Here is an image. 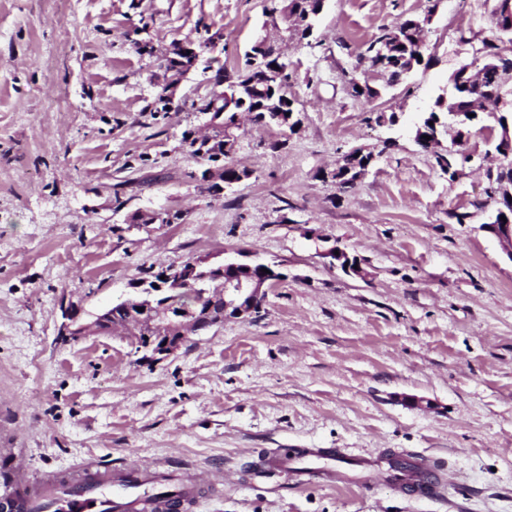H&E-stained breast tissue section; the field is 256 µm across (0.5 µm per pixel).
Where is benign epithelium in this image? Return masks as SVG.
<instances>
[{
  "mask_svg": "<svg viewBox=\"0 0 512 512\" xmlns=\"http://www.w3.org/2000/svg\"><path fill=\"white\" fill-rule=\"evenodd\" d=\"M323 2H308V9L302 16L284 15V20L301 27L310 25L312 17L320 13ZM280 64L261 71V77L270 84L281 82L288 65L283 62L281 52H276ZM180 56L191 59L184 65L182 73L192 70L199 61L188 43L177 41L172 43L164 53L167 59ZM502 134L495 151L500 158L512 157V117L501 113ZM236 136L224 134L223 152L218 154L217 162L205 171L204 181L213 186V191L221 190L224 182V159L233 153ZM147 224H173L175 213L165 209L143 212ZM482 228L497 239L503 252L512 260V222L502 224H484ZM327 255L339 263L347 274L364 276V269L358 259H352L345 250L335 246L327 251ZM283 274L277 266L261 262L244 263L238 259H226L211 264L205 258L193 260L178 267H171L162 276V281H147L135 286V295L125 300L126 307L132 318L123 324L112 322L108 310L104 309L94 315L91 320L85 319L84 309L77 303L62 298L59 304L61 321L58 325L59 335L67 339H79L92 334H112L123 331L132 339L139 338L140 330L149 326L154 332V339L148 340L146 347L140 348L145 353V361L155 363L173 355L191 335L206 332L222 324V320L211 318L209 311H200L188 306L175 304L176 297L188 295L192 298H204L217 291L224 301V318L245 319L256 313L258 304L266 298L267 288L282 280Z\"/></svg>",
  "mask_w": 512,
  "mask_h": 512,
  "instance_id": "7a95c632",
  "label": "benign epithelium"
}]
</instances>
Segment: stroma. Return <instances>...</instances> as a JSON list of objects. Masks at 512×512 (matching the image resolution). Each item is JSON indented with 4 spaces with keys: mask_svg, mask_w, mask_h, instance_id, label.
Masks as SVG:
<instances>
[{
    "mask_svg": "<svg viewBox=\"0 0 512 512\" xmlns=\"http://www.w3.org/2000/svg\"><path fill=\"white\" fill-rule=\"evenodd\" d=\"M269 0H0V465L29 482L87 458L220 470L179 512H512V261L484 231L499 127L483 116L424 149L413 124L475 62L496 0H325L312 42ZM432 12L426 63L401 83L358 55ZM219 34L241 68L257 39L290 63L296 130L241 116L234 161L250 178L205 189L189 142L206 61L156 109L175 41ZM381 88L354 96L350 81ZM396 112V125L375 117ZM359 147L375 159L348 192L324 177ZM455 153V172L438 155ZM175 224L140 229L135 211ZM363 261L344 273L325 252ZM246 252L278 264L258 314L138 360L130 337L58 336L60 297L95 313L138 279ZM327 448L352 462L430 458L431 496L381 485L302 486L266 471L269 449Z\"/></svg>",
    "mask_w": 512,
    "mask_h": 512,
    "instance_id": "obj_1",
    "label": "stroma"
}]
</instances>
